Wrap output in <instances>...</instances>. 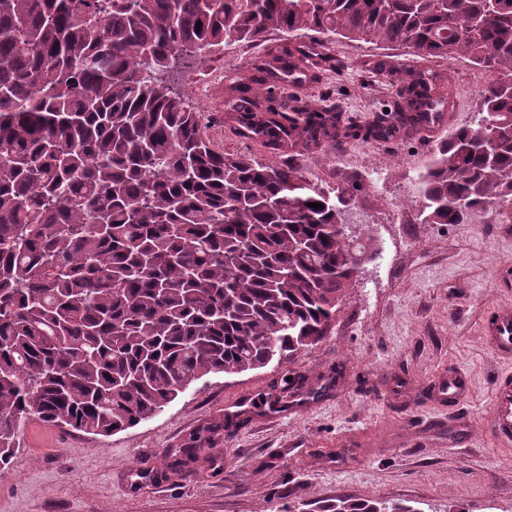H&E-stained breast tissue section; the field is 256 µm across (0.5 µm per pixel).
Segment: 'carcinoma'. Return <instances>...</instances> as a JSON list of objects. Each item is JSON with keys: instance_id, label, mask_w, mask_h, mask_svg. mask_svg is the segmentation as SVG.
<instances>
[{"instance_id": "cac0c4a2", "label": "carcinoma", "mask_w": 512, "mask_h": 512, "mask_svg": "<svg viewBox=\"0 0 512 512\" xmlns=\"http://www.w3.org/2000/svg\"><path fill=\"white\" fill-rule=\"evenodd\" d=\"M272 32L318 48L276 45L228 86L230 130L281 153L275 165L214 150L174 91ZM336 38L488 74L479 117L495 115L494 134L477 121L432 152L421 223L512 200V0H0V467L27 420L109 436L205 377L327 336L358 273L350 251H370L336 225L370 184L327 190L295 150L416 136L447 99L443 77L414 71L362 125L329 91L278 93L337 69ZM318 512L422 510L340 498Z\"/></svg>"}]
</instances>
